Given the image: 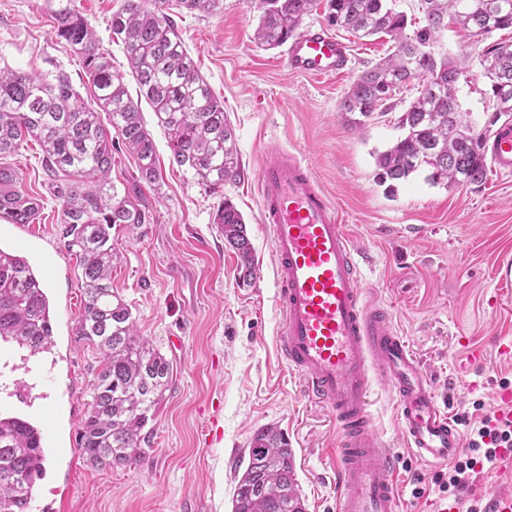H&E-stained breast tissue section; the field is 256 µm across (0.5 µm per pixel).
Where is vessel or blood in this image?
I'll list each match as a JSON object with an SVG mask.
<instances>
[{
    "label": "vessel or blood",
    "mask_w": 512,
    "mask_h": 512,
    "mask_svg": "<svg viewBox=\"0 0 512 512\" xmlns=\"http://www.w3.org/2000/svg\"><path fill=\"white\" fill-rule=\"evenodd\" d=\"M348 61L346 44L323 26L295 34L286 51L289 69L304 75L333 76ZM486 154L500 173L512 174V124L493 131ZM257 191L274 255L279 356L342 432L333 459L337 512H398V464L368 409L375 384L391 395L404 443L421 461L454 458L460 431L390 311L366 287L359 251L308 163L267 147Z\"/></svg>",
    "instance_id": "vessel-or-blood-1"
}]
</instances>
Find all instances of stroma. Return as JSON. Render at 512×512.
I'll return each instance as SVG.
<instances>
[{
  "mask_svg": "<svg viewBox=\"0 0 512 512\" xmlns=\"http://www.w3.org/2000/svg\"><path fill=\"white\" fill-rule=\"evenodd\" d=\"M257 0H220L196 15L171 6L176 31L236 136L240 179L223 195L207 193L173 164L168 139L149 104L144 124L155 144L159 177L141 178L135 157L112 142V181L133 203L145 206L144 224H117L112 249L120 257L112 286L129 304L140 336L173 364L165 400L147 424L144 463L97 468L81 456L76 438L100 371L94 345L78 340L82 314L81 268L59 233L63 175L47 172L35 141L6 162L23 192L41 199L32 224L0 220V248L27 259L46 282L53 318L50 353L22 362L0 347V411L37 416L58 403L64 414L50 445L46 477L37 485L32 512H232L235 475L243 469L253 434L274 424L287 435L306 512H336L332 453L340 439L333 414L305 396L299 375L278 358L274 337L281 316L273 301V254L261 222L256 180L263 151L278 145L310 165L339 210L355 246L365 253L366 283L390 306L410 351L428 367L439 398L462 439L483 410L498 409L497 391L512 389V360L496 344L512 340V285L496 275L498 260L512 255V175L489 169L483 184L447 187L419 172L394 189L378 183L376 157L399 135L396 121L411 92L387 101L364 126L348 124L339 105L356 77L393 50L388 37L348 43L343 72L313 78L291 72L284 47L253 40ZM125 0H75L100 48L112 57L129 92L137 85L123 44L111 30ZM483 43L451 30L437 56L464 67L460 106L484 124L492 109L478 63ZM0 59L41 75L65 73L83 97L92 89L80 58L56 37L43 0H0ZM241 211L253 246L256 272L243 280L235 252L216 222L223 199ZM484 357L468 362L469 348ZM29 385L26 403L6 398L13 383ZM378 434L400 469L401 512H442L447 504L434 476L447 463H424L409 453L388 392L370 396ZM512 483V461L500 459L456 496L460 512H484L490 486Z\"/></svg>",
  "mask_w": 512,
  "mask_h": 512,
  "instance_id": "35a3bbf8",
  "label": "stroma"
}]
</instances>
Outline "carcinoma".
<instances>
[{"label": "carcinoma", "instance_id": "cac0c4a2", "mask_svg": "<svg viewBox=\"0 0 512 512\" xmlns=\"http://www.w3.org/2000/svg\"><path fill=\"white\" fill-rule=\"evenodd\" d=\"M189 13L207 14L220 0H177ZM394 0H329L330 26L358 40L383 34L394 52L363 72L343 98L340 111L361 126L393 94L417 82L413 98L396 125L402 135L376 157L378 182L393 187L423 168L434 184L463 187L487 176L484 142L503 116L512 117V43L497 42L480 55L490 82L494 110L482 133H473L459 110L463 69L436 52L419 47L438 42L456 18L457 31L485 38L512 29V0H421L423 25L406 33L407 17ZM254 42L277 48L288 42L316 8L317 0H258ZM54 32L82 60L93 99L84 100L62 73L52 79L0 66V159L24 141L39 142L43 162L68 177L60 191L61 234L79 257L83 311L75 335L93 344L101 357L92 401L79 433L83 459L100 468L141 463L144 428L165 399L173 365L138 336L129 305L112 289V226L144 224L145 210L133 204L109 179L112 134L137 160L141 177H158L156 151L145 128L141 101L149 103L168 138L172 162L211 194L237 181L241 164L224 102L211 92L167 13L169 0H126L112 14V34L123 46L139 89L133 99L112 60L98 46L93 28L73 0H44ZM108 116L103 122L102 116ZM15 170L0 164V217L31 224L41 212L39 199L17 187ZM217 221L238 266L255 273L243 215L222 201ZM52 323L46 287L26 258L0 248V342L32 358L50 349ZM38 426L24 415H0V512H30L36 482L46 476V454L34 434ZM232 512H305L288 438L275 425L259 429L248 460L237 477Z\"/></svg>", "mask_w": 512, "mask_h": 512}]
</instances>
